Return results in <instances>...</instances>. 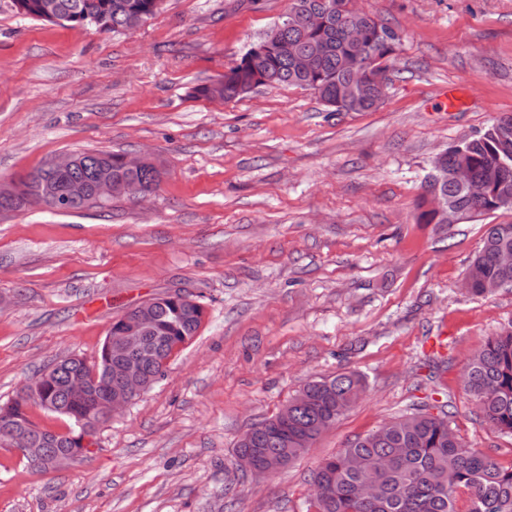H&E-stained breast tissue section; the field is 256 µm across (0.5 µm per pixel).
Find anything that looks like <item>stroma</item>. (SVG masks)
<instances>
[{
    "instance_id": "stroma-1",
    "label": "stroma",
    "mask_w": 512,
    "mask_h": 512,
    "mask_svg": "<svg viewBox=\"0 0 512 512\" xmlns=\"http://www.w3.org/2000/svg\"><path fill=\"white\" fill-rule=\"evenodd\" d=\"M288 4L162 0L133 33L101 34L0 0V181L84 150L161 171L144 198L0 214V404L61 359L94 361L131 307L178 289L205 307L165 377L90 451L42 471L0 448V512H307L320 462L434 403L469 446L512 465V436L460 382L512 325V289L463 286L512 210L419 220L436 154L512 114V0H357L402 37L369 112L299 87L192 97ZM341 371L364 391L298 460L269 476L239 466L249 428Z\"/></svg>"
}]
</instances>
